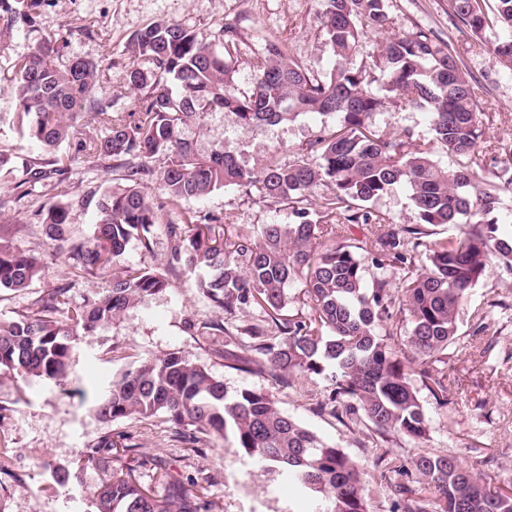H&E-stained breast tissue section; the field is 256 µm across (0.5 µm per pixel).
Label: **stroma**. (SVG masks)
<instances>
[{
	"instance_id": "stroma-1",
	"label": "stroma",
	"mask_w": 512,
	"mask_h": 512,
	"mask_svg": "<svg viewBox=\"0 0 512 512\" xmlns=\"http://www.w3.org/2000/svg\"><path fill=\"white\" fill-rule=\"evenodd\" d=\"M321 0H44L30 28L0 26V72L32 51L41 37L65 33L69 39L56 55L57 68L81 57L103 64L98 89L110 92L114 111L134 112L139 94L128 87L130 67L150 71L144 59H131L129 37L158 21L192 27L207 40L221 30L235 32L237 56L244 62L236 80L241 90L251 87L247 60L259 57L268 39L284 40L291 55L311 72L325 74L332 50L317 13ZM92 25L89 34L80 33ZM433 31L451 41L478 85L488 110L484 137L512 147V72L502 65L490 45L471 49L472 37L448 12V0H391L387 30L365 34L362 51L376 53L392 34L416 29ZM9 91H0V149L19 156L37 154L36 145L19 134ZM334 116L300 115L277 126L240 125L230 112L210 114L203 123L183 129L200 153L223 145L242 165L261 169L270 158L285 163L308 142L335 130ZM378 123L414 140L430 139L425 110L387 107ZM43 199L31 196L0 210V240L41 256L40 280L18 292L0 294V319L28 307L67 271L65 255L31 224L32 210ZM186 210L220 217L226 235L257 224H287V206L271 202L255 188L229 187L185 202ZM192 274H178L162 294L125 312L94 335L82 336L73 349L64 387L38 380L0 378V512H95L91 500L76 484L52 487L48 464L74 459L107 432L131 435L149 464L137 473L139 483L163 494L164 467H172L186 488L200 493L203 512H309L310 499L299 496L288 481L262 473L233 438L203 437L187 447L173 424L164 418H124L106 424L90 405L113 375L137 360L180 350L223 380L228 391L243 387L270 390L279 408L325 442L341 448L366 470V494L371 512H394L398 483H410L417 455L453 453L462 466L490 473L496 484L512 483V273L489 264L483 279L464 301L459 314L458 344L448 349L447 370L456 382L448 403H436L427 388L419 396L428 422L420 441L395 432L378 431L362 413L319 411L329 390L323 377L300 376L291 383L240 372L224 365L223 336H197L188 325L220 318L217 308L202 299ZM484 314L486 328L474 333L473 317Z\"/></svg>"
}]
</instances>
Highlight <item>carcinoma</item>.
<instances>
[{
    "instance_id": "obj_1",
    "label": "carcinoma",
    "mask_w": 512,
    "mask_h": 512,
    "mask_svg": "<svg viewBox=\"0 0 512 512\" xmlns=\"http://www.w3.org/2000/svg\"><path fill=\"white\" fill-rule=\"evenodd\" d=\"M321 23L334 62L324 76L311 73L285 46L268 40L252 65V88L242 92L235 80L236 63L224 31L222 48L179 23L160 21L137 31L129 51L153 64V71L132 67L127 84L140 92L137 112L112 110V95L96 96L97 65L76 57L61 70L54 64L63 37L44 36L12 66L5 78L15 99V119L22 135L41 154L15 166L0 150V209L11 192L25 197L37 189H58L72 165L118 173L102 194L91 190L34 213L42 233L64 249L69 268L46 293L8 320H0V376L39 378L62 387L76 337L94 334L138 303L159 295L170 275H196L199 294L224 314V322L191 325L201 336L247 338L244 350L224 352L225 367L256 371L285 383L295 375H321L330 382L325 405L362 411L379 431L422 440L428 423L417 390L410 381L403 349L424 364L442 362L458 339V313L469 292L494 261L512 272V237L499 235L492 218L501 184H512V149L502 168L484 160L501 149L482 140V104L473 78L462 67L451 43L419 28L389 36L378 54L359 64L361 37L389 24V0H321ZM41 0L23 11L0 0V22L6 27L34 23ZM452 17L482 46L494 34L493 51L512 70V0H448ZM377 72L378 90L367 75ZM412 105L430 116L432 138L415 141L376 126L387 105ZM230 111L243 126L277 125L300 114L336 115L341 128L308 143L285 164L269 162L254 172L222 146L201 154L183 135L189 121ZM91 114L101 133L88 134L80 121ZM438 145L457 157L448 168L434 157ZM163 165L153 166L155 159ZM156 181L161 201L140 189ZM260 185L271 200L288 205L296 221L261 224L224 239L216 217L183 211L181 204L225 187ZM331 187L320 207L332 220L308 219L315 190ZM393 188L411 201L415 224H393L368 210L367 203ZM95 206L91 236L68 233L74 208ZM366 225L377 250L371 262L416 265L415 275L392 291L381 279L367 287L365 257L353 238L334 243L336 227ZM456 225L460 236L420 240L421 225ZM165 237L168 262L161 269L124 262L126 246L137 240L154 250ZM412 249H407L408 244ZM422 251H417V248ZM112 271V288L81 304L70 298L80 278ZM44 265L33 254L0 244V293L21 291L41 279ZM309 312H293L291 286ZM400 298H395V293ZM402 305L410 330L400 340L380 333L394 302ZM261 317L242 320L235 332L225 323L243 312ZM435 401L448 402V372H422ZM103 423L123 418L161 416L177 427L222 438L232 436L243 453L284 476L303 495L317 498L312 512H371L364 493V468L342 449L328 444L281 411L263 388L228 393L224 381L182 351L144 359L112 380L109 391L92 406ZM129 436L106 433L82 458L51 469L55 484L77 483L88 492L96 512H201L200 497L166 472V492L158 497L136 479L146 460L136 454ZM428 497H408L404 512H512V488H496L463 467L453 454H420L413 460ZM107 476L94 480L89 472Z\"/></svg>"
}]
</instances>
